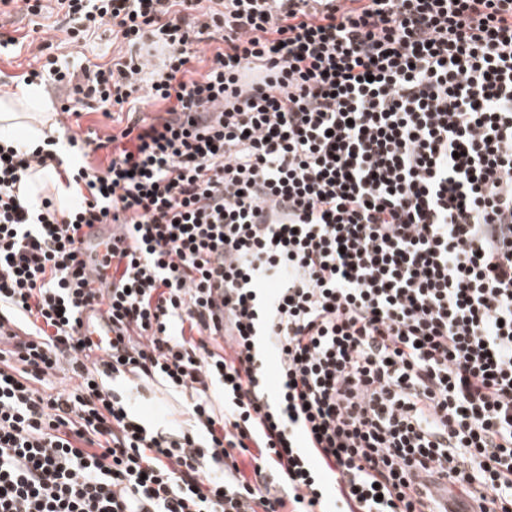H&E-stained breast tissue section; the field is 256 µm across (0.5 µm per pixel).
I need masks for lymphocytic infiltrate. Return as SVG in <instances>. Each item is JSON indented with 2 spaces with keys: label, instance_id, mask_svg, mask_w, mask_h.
<instances>
[{
  "label": "lymphocytic infiltrate",
  "instance_id": "lymphocytic-infiltrate-1",
  "mask_svg": "<svg viewBox=\"0 0 512 512\" xmlns=\"http://www.w3.org/2000/svg\"><path fill=\"white\" fill-rule=\"evenodd\" d=\"M0 5L118 45L0 33L74 94L69 163L0 139V512H512V0ZM155 382L188 429L134 414ZM55 18L45 19L26 15V13L10 10V12L0 13V32L15 37H21L30 31L33 22H39L44 25L38 33H32L37 37V42L44 40L51 43L52 48L48 51L55 55H69L68 61L71 63L79 61L83 56L88 57L94 62L106 63L112 59V54H116L117 44L112 45V35L109 32L93 37L84 47L73 49L64 44L65 33L53 23ZM19 31H15V30ZM78 52V53H77ZM72 53V54H69ZM82 113L78 119L80 127L75 124V117L71 118L72 129L77 132H86L88 129L96 131L99 137L104 138L112 134V115H105L102 111L83 110L78 108ZM84 243L87 254L102 260L107 248L112 249V224H96L89 230ZM80 333L81 336H89L94 343L101 344V336L112 337V326L107 319L87 310L82 315Z\"/></svg>",
  "mask_w": 512,
  "mask_h": 512
}]
</instances>
